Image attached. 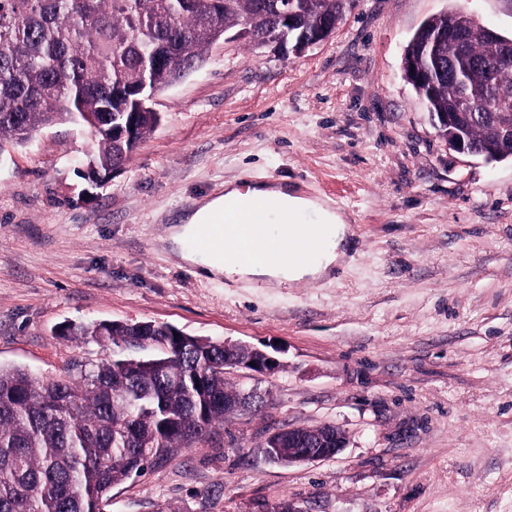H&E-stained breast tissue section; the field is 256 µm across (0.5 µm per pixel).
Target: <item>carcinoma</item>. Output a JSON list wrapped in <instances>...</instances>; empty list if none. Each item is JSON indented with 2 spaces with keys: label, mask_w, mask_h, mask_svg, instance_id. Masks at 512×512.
Returning <instances> with one entry per match:
<instances>
[{
  "label": "carcinoma",
  "mask_w": 512,
  "mask_h": 512,
  "mask_svg": "<svg viewBox=\"0 0 512 512\" xmlns=\"http://www.w3.org/2000/svg\"><path fill=\"white\" fill-rule=\"evenodd\" d=\"M0 0V155L40 128L79 117L94 136L95 166L124 165L158 123L128 104L137 97L142 61L159 58L150 88L171 85L186 64L198 68L213 40L248 22L247 42L276 32L268 0ZM353 0H303L302 24L339 19ZM453 22L478 25L464 12L424 21L404 56L424 54L431 33ZM489 45L435 47L436 86L429 93L404 77L432 116L455 111L462 91L477 107L466 134L486 158L503 161L497 113L512 107V65L486 70ZM134 128V141L112 139V112ZM154 322L69 325L63 335L145 349L164 339L169 350L118 358L66 379L40 380L20 366L0 365V512H107L112 488L174 449L203 439L224 421V398L238 388L224 379V346L196 336H171Z\"/></svg>",
  "instance_id": "carcinoma-1"
}]
</instances>
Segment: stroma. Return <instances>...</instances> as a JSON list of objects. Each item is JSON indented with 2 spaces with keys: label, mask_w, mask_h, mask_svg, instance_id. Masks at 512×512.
<instances>
[{
  "label": "stroma",
  "mask_w": 512,
  "mask_h": 512,
  "mask_svg": "<svg viewBox=\"0 0 512 512\" xmlns=\"http://www.w3.org/2000/svg\"><path fill=\"white\" fill-rule=\"evenodd\" d=\"M512 34L505 0H355L298 57L218 41L163 90L160 122L101 188L88 130L56 124L0 155V364L43 380L126 355L61 331L154 321L280 362L237 368L263 406L226 416L112 490L111 512H512V160L452 150L403 73L429 17ZM329 202L354 247L332 280L210 279L171 239L226 183ZM335 424L333 458L283 467L276 430Z\"/></svg>",
  "instance_id": "1"
}]
</instances>
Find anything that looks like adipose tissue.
I'll return each mask as SVG.
<instances>
[{
	"label": "adipose tissue",
	"mask_w": 512,
	"mask_h": 512,
	"mask_svg": "<svg viewBox=\"0 0 512 512\" xmlns=\"http://www.w3.org/2000/svg\"><path fill=\"white\" fill-rule=\"evenodd\" d=\"M273 202L297 216L313 213L327 222L330 232L319 237L310 224L294 222L278 235H270L265 224H252L251 237L240 248L228 249L224 258L214 260L189 247L186 242L199 233L202 224L230 203ZM350 228L341 213L319 204L283 186L257 182L247 186L230 183L222 195L205 199L174 231L175 242L181 244L184 261L199 265L210 277L226 276L237 281L260 278L301 283L327 277L346 255Z\"/></svg>",
	"instance_id": "obj_1"
}]
</instances>
